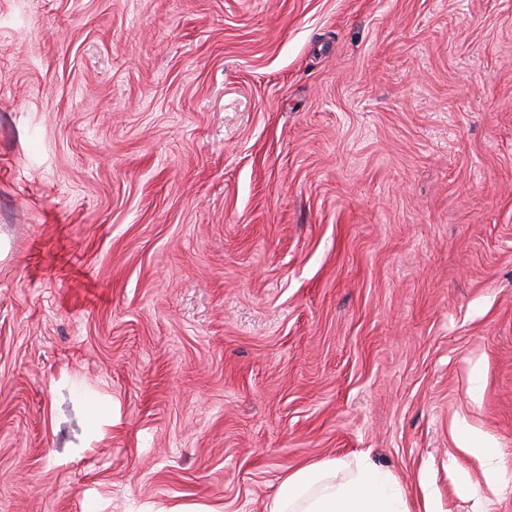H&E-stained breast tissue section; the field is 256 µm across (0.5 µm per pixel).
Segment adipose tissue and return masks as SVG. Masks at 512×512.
Returning <instances> with one entry per match:
<instances>
[{
  "instance_id": "ef3b65f1",
  "label": "adipose tissue",
  "mask_w": 512,
  "mask_h": 512,
  "mask_svg": "<svg viewBox=\"0 0 512 512\" xmlns=\"http://www.w3.org/2000/svg\"><path fill=\"white\" fill-rule=\"evenodd\" d=\"M336 469L324 461L288 472L267 512H410L399 488L367 459L346 480H337Z\"/></svg>"
}]
</instances>
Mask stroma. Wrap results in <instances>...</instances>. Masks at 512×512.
Returning <instances> with one entry per match:
<instances>
[{"label": "stroma", "instance_id": "1", "mask_svg": "<svg viewBox=\"0 0 512 512\" xmlns=\"http://www.w3.org/2000/svg\"><path fill=\"white\" fill-rule=\"evenodd\" d=\"M363 455L512 512V0H0V512ZM464 449L472 459L486 469L485 477L487 481H494L503 460L502 454L496 448H488V446L479 439L471 440L467 448Z\"/></svg>", "mask_w": 512, "mask_h": 512}]
</instances>
